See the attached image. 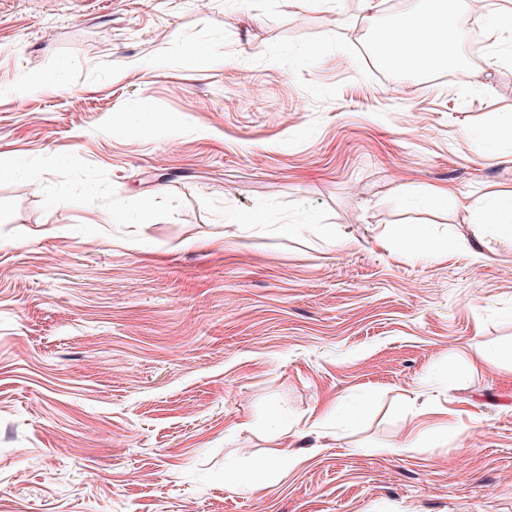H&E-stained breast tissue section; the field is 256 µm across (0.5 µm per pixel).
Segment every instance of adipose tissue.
I'll return each mask as SVG.
<instances>
[{
    "instance_id": "ef3b65f1",
    "label": "adipose tissue",
    "mask_w": 512,
    "mask_h": 512,
    "mask_svg": "<svg viewBox=\"0 0 512 512\" xmlns=\"http://www.w3.org/2000/svg\"><path fill=\"white\" fill-rule=\"evenodd\" d=\"M459 7V0H441V17H418L404 31L381 36L379 45L384 57H403L408 68L425 71L434 64L446 63L454 48L448 31L447 17Z\"/></svg>"
}]
</instances>
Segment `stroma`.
Returning <instances> with one entry per match:
<instances>
[{
	"label": "stroma",
	"mask_w": 512,
	"mask_h": 512,
	"mask_svg": "<svg viewBox=\"0 0 512 512\" xmlns=\"http://www.w3.org/2000/svg\"><path fill=\"white\" fill-rule=\"evenodd\" d=\"M503 6L0 0V512H512ZM459 7L458 0H441L442 18L418 16L414 25L396 34L383 33L379 45L386 58L407 60L410 69L425 71L435 63H447L454 48L448 31L447 16ZM487 226L502 239L512 240V196L500 197L486 216ZM371 400L360 398L354 402H338L327 410L336 422L349 424L363 417L370 409Z\"/></svg>",
	"instance_id": "obj_1"
}]
</instances>
